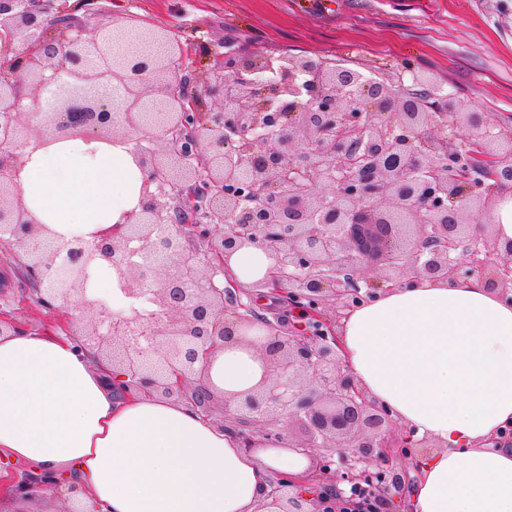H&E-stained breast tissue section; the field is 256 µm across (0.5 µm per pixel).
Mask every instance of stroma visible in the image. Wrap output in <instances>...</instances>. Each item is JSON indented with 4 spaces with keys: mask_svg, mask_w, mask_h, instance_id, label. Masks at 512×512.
I'll return each instance as SVG.
<instances>
[{
    "mask_svg": "<svg viewBox=\"0 0 512 512\" xmlns=\"http://www.w3.org/2000/svg\"><path fill=\"white\" fill-rule=\"evenodd\" d=\"M106 12L161 26L182 43L319 56L413 86L431 78L466 109L512 128V0H102ZM23 269L0 249V312L19 327L60 318L23 296Z\"/></svg>",
    "mask_w": 512,
    "mask_h": 512,
    "instance_id": "stroma-1",
    "label": "stroma"
}]
</instances>
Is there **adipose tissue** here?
Masks as SVG:
<instances>
[{"instance_id": "obj_1", "label": "adipose tissue", "mask_w": 512, "mask_h": 512, "mask_svg": "<svg viewBox=\"0 0 512 512\" xmlns=\"http://www.w3.org/2000/svg\"><path fill=\"white\" fill-rule=\"evenodd\" d=\"M132 151L75 140L27 149L20 196L55 238L124 223L148 177ZM272 264L254 244L226 269L247 287ZM339 334L358 386L414 439L436 444L409 512H512V448L483 445L512 423V302L476 276L423 280L354 308ZM209 378L230 396L272 375L259 350L234 344L217 353ZM117 380L69 338L0 335V450L64 475L93 512H261L276 475L312 465L285 441L270 446L258 435L245 449L234 430L189 406L120 397Z\"/></svg>"}]
</instances>
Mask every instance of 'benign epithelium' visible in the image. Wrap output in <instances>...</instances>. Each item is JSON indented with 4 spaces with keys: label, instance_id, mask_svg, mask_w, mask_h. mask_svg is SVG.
<instances>
[{
    "label": "benign epithelium",
    "instance_id": "benign-epithelium-1",
    "mask_svg": "<svg viewBox=\"0 0 512 512\" xmlns=\"http://www.w3.org/2000/svg\"><path fill=\"white\" fill-rule=\"evenodd\" d=\"M0 0V238L22 251L25 270L48 275L41 302L75 325L73 336L119 372L126 398L158 395L213 416L206 362L229 344L259 348L270 383L223 398L243 447L255 432L281 440L278 418L301 423L294 447L324 448L310 477L279 476L264 512H361L342 485L372 486L384 512L411 482L398 461L431 447L392 438V412L358 387L342 360L336 319L344 309L418 279L477 276L512 301V240L485 216L512 198V132L486 112L443 96L436 111L368 83L319 57H291L264 84L270 57L201 44L207 73L184 65L190 48L169 31L140 29V58L111 54L98 0ZM476 131L481 154L462 150L448 127ZM134 143L149 172L140 210L123 224L59 239L33 220L18 193L23 151L59 140ZM272 256L255 284L317 329L284 331L242 303L224 279L226 258L247 244ZM104 260L128 308L111 312L88 293ZM60 480L42 470L0 481V499L31 503Z\"/></svg>",
    "mask_w": 512,
    "mask_h": 512
}]
</instances>
